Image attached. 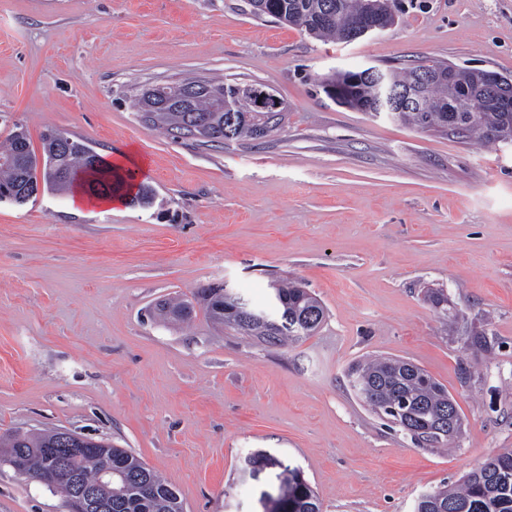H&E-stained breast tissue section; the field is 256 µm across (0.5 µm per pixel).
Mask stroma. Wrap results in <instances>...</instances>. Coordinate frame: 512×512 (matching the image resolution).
Instances as JSON below:
<instances>
[{
	"instance_id": "obj_1",
	"label": "stroma",
	"mask_w": 512,
	"mask_h": 512,
	"mask_svg": "<svg viewBox=\"0 0 512 512\" xmlns=\"http://www.w3.org/2000/svg\"><path fill=\"white\" fill-rule=\"evenodd\" d=\"M428 59L512 79V0H399L396 24L347 43L248 0H0V141L20 125L37 152L50 129L109 162L131 151L154 190L146 208L79 210L43 187L0 201V434L73 429L128 449L184 512H263L279 470L241 476L254 450L300 468L321 512H413L512 451V148L374 117L320 86ZM189 78L268 86L286 118L224 143L145 124L142 92ZM283 280L325 308L288 347L203 313L202 289L268 310ZM176 296L190 322L155 315ZM369 356L447 388L452 450L353 395L347 371ZM0 512L70 506L0 457Z\"/></svg>"
}]
</instances>
